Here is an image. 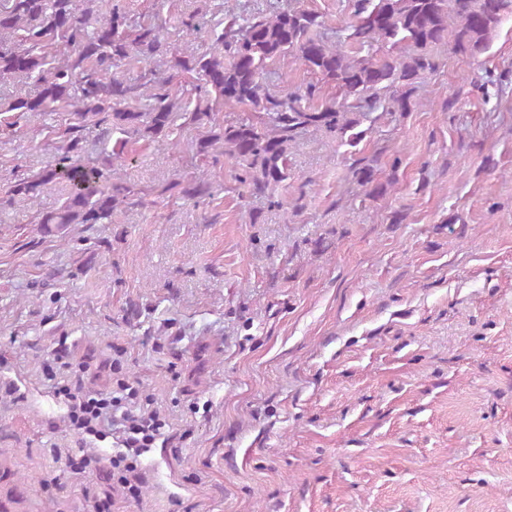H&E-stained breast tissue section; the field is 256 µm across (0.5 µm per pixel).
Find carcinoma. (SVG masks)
<instances>
[{"label":"carcinoma","mask_w":512,"mask_h":512,"mask_svg":"<svg viewBox=\"0 0 512 512\" xmlns=\"http://www.w3.org/2000/svg\"><path fill=\"white\" fill-rule=\"evenodd\" d=\"M91 2L0 0V85L37 83L35 94L0 102V127L12 130L42 112L63 113L67 125V143L53 163L15 179L8 190L10 199L29 201L68 183L58 207L39 217L48 236L77 224H114L127 207L152 206L174 190L204 203L211 190L200 177L143 190L119 175V164L169 136L180 120L201 129L191 142L195 156L234 162L236 182L280 208L277 190L292 178L291 148L299 134L318 130L357 148L374 112L404 114L423 104L420 89L439 68V49L480 56L512 15V0H355L346 35L332 42L321 15L287 6L245 20L225 15L203 49L194 44L203 22L183 21L191 40L179 48L166 41L156 16L135 21L120 0H104L105 12L95 16ZM290 55L321 82L271 88L268 69ZM169 60L190 80L195 103L159 76L157 65ZM325 85L336 98H324ZM226 105L253 118L221 124L217 114ZM90 124L102 128L107 147L100 164L79 160L85 152L80 132ZM349 174L368 198L392 191L373 160H358Z\"/></svg>","instance_id":"carcinoma-1"}]
</instances>
